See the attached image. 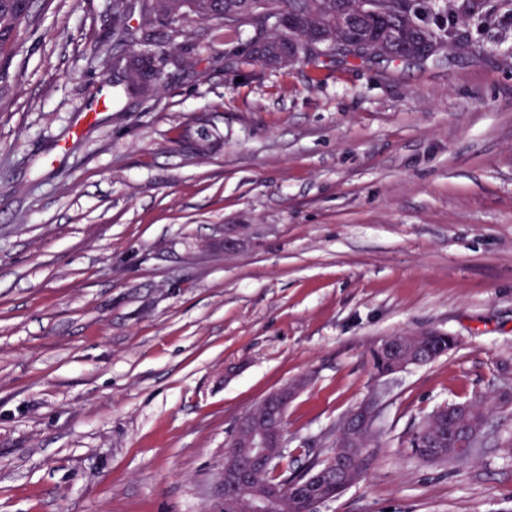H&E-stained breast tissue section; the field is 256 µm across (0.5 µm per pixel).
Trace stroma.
I'll return each instance as SVG.
<instances>
[{
  "mask_svg": "<svg viewBox=\"0 0 512 512\" xmlns=\"http://www.w3.org/2000/svg\"><path fill=\"white\" fill-rule=\"evenodd\" d=\"M110 0H37L0 60V512H218L235 420L307 378L282 465L376 395L319 512H512V407L468 463L421 418L512 387V0L438 65L164 69L113 111ZM457 347L378 377L370 349ZM378 407L375 395L365 398L336 428V448L331 454L336 459V486L348 488L355 476L354 448H360V438L373 429ZM432 414L423 418L410 439V446L413 454L423 460L427 461H446L455 460L464 462L470 457H460L457 455L455 450L453 456L448 458L447 448H454L450 442L448 433H450V427H452L455 421L448 423V415L446 413V419L444 420V414H442V423L435 425L430 424ZM439 454L440 460H432L430 456L433 454ZM447 455V456H445Z\"/></svg>",
  "mask_w": 512,
  "mask_h": 512,
  "instance_id": "1",
  "label": "stroma"
}]
</instances>
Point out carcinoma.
Instances as JSON below:
<instances>
[{"label":"carcinoma","mask_w":512,"mask_h":512,"mask_svg":"<svg viewBox=\"0 0 512 512\" xmlns=\"http://www.w3.org/2000/svg\"><path fill=\"white\" fill-rule=\"evenodd\" d=\"M35 0H0V56L11 55L21 26ZM111 105L125 111L130 98L152 97L156 77L166 66L181 68L190 52L175 43L176 24L194 15L217 22L234 37L224 40L220 56L208 63L226 66L260 61L283 69L302 63L311 69V81L335 67L336 58L361 64L373 62H438L448 51L451 33L445 20L456 12L452 0H112ZM138 14L137 29L129 27ZM250 28L247 40L239 37ZM167 31L169 49L158 51L151 32ZM488 420V402L470 404L464 426L479 431ZM453 423L435 425L421 420L410 446L413 454L430 460L464 462L447 457L453 447L448 433Z\"/></svg>","instance_id":"carcinoma-1"}]
</instances>
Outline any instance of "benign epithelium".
I'll return each instance as SVG.
<instances>
[{"label": "benign epithelium", "mask_w": 512, "mask_h": 512, "mask_svg": "<svg viewBox=\"0 0 512 512\" xmlns=\"http://www.w3.org/2000/svg\"><path fill=\"white\" fill-rule=\"evenodd\" d=\"M429 346V336L424 334L410 340L404 336L390 339L383 345L388 353L387 367L380 376L400 373L412 365L425 361L423 348ZM303 387V381L287 383L269 393L261 402L262 409L252 410L240 416L235 423L236 440L224 460L223 507L220 512H284L289 497L288 488L266 484L248 497L240 490L254 483L263 467L275 462L273 450L285 453L288 437L284 431V420L288 405ZM378 407L374 395L365 398L336 428V486L349 487L355 476L354 449L360 447V438L373 429ZM320 470L315 469L305 476L301 484L302 496L308 505L307 512H315L319 501L314 490L319 482Z\"/></svg>", "instance_id": "7a95c632"}]
</instances>
